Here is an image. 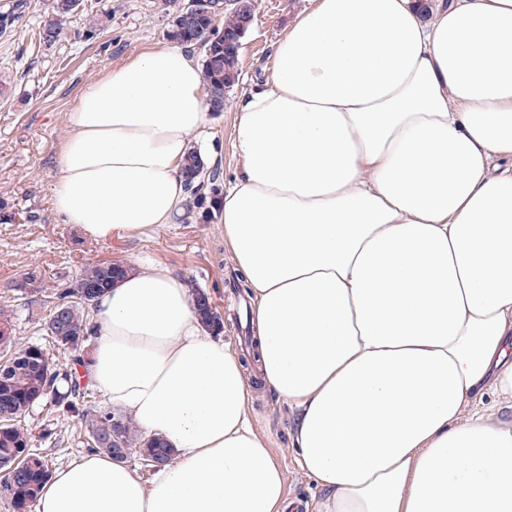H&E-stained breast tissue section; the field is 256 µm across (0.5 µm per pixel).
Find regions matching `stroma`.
I'll return each mask as SVG.
<instances>
[{"label": "stroma", "mask_w": 512, "mask_h": 512, "mask_svg": "<svg viewBox=\"0 0 512 512\" xmlns=\"http://www.w3.org/2000/svg\"><path fill=\"white\" fill-rule=\"evenodd\" d=\"M27 2L24 17L0 33V83L9 87L0 96V207L6 212L0 219V307L15 312L16 343L35 341L48 346L55 358L64 356L39 331L45 306L15 288L30 268L39 267L50 283L59 269L75 271L112 259L128 265H165L191 287L208 292L224 321L225 340L242 347L232 318L236 304L228 294L235 267L224 247L219 216L205 222L181 220L142 237L116 235L103 242L90 239L80 225L63 223L52 207L68 113L83 88L108 69L166 44L169 18L159 11V0H84V11L67 20L51 46L41 45L37 36L49 12L48 0ZM307 5L308 0H254V21L240 50L239 80L227 93L223 112L210 115L204 133L194 139L207 167L219 169L223 180H230L238 165L235 106L252 85L271 78L275 45ZM104 10L112 13L108 30L87 38L88 16ZM251 419L285 470L288 497L309 503L321 499V490L295 463L288 419L268 391L256 389ZM25 424L36 435L34 447L47 455L51 467L75 461L87 451L79 442L77 421L49 405L37 406ZM48 426L57 432V445L37 438Z\"/></svg>", "instance_id": "35a3bbf8"}]
</instances>
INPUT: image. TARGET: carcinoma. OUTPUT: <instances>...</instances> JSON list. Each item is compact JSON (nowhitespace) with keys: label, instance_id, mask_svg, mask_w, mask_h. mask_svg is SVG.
Returning a JSON list of instances; mask_svg holds the SVG:
<instances>
[{"label":"carcinoma","instance_id":"cac0c4a2","mask_svg":"<svg viewBox=\"0 0 512 512\" xmlns=\"http://www.w3.org/2000/svg\"><path fill=\"white\" fill-rule=\"evenodd\" d=\"M82 3L83 0H51V19L39 28V41L46 45L56 42L63 23L79 11ZM26 8L27 0H13L7 10L0 11V32L12 27ZM252 23L236 3L226 9L215 0H198L183 7L169 23L168 40L200 50L206 105L213 112L224 111V96L238 80L240 46ZM182 176L190 194L187 211L197 219H209L218 209L223 192L219 172L206 170L200 155L193 150L182 166ZM125 268L126 265L109 260L85 266L74 275L68 270L57 273L44 301L49 314L43 330L58 348L69 353L63 362L50 357L37 342L16 346L11 335L12 315L0 308V466L10 469L0 476V501L7 503L12 512H31L51 475L49 459L32 446L31 434L21 425L22 418L49 399L56 411L81 424L85 434L82 443L95 452L123 462L122 452L133 450L148 468L168 462L173 454L163 439L143 438L125 415L110 408L87 406L88 384L82 370L91 339L96 335L92 309ZM17 287L41 292L40 270H30ZM193 296L205 327L223 332V319L209 295L196 289Z\"/></svg>","mask_w":512,"mask_h":512}]
</instances>
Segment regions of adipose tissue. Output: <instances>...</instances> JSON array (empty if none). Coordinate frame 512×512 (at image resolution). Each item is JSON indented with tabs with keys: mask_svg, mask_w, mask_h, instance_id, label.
I'll return each instance as SVG.
<instances>
[{
	"mask_svg": "<svg viewBox=\"0 0 512 512\" xmlns=\"http://www.w3.org/2000/svg\"><path fill=\"white\" fill-rule=\"evenodd\" d=\"M199 63L158 46L68 114L53 208L91 238L181 216L207 123ZM220 204L264 388L316 512H512V0H312L237 106ZM93 386L174 453L143 481L92 452L33 512H290L239 351L167 267L94 307Z\"/></svg>",
	"mask_w": 512,
	"mask_h": 512,
	"instance_id": "adipose-tissue-1",
	"label": "adipose tissue"
}]
</instances>
